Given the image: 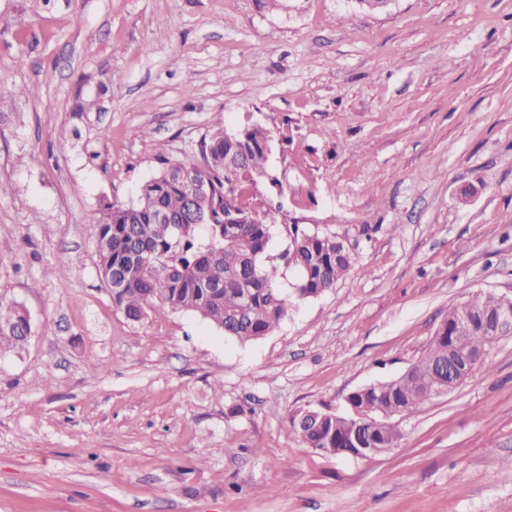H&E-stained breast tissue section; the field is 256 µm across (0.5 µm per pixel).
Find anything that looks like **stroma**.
Returning <instances> with one entry per match:
<instances>
[{"label": "stroma", "instance_id": "1", "mask_svg": "<svg viewBox=\"0 0 512 512\" xmlns=\"http://www.w3.org/2000/svg\"><path fill=\"white\" fill-rule=\"evenodd\" d=\"M252 123L279 181L252 204L349 273L254 342L127 321L91 215ZM480 293H512V0H0V303L32 324L0 351V512H512V336L388 453L291 427Z\"/></svg>", "mask_w": 512, "mask_h": 512}]
</instances>
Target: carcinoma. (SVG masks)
Instances as JSON below:
<instances>
[{"mask_svg": "<svg viewBox=\"0 0 512 512\" xmlns=\"http://www.w3.org/2000/svg\"><path fill=\"white\" fill-rule=\"evenodd\" d=\"M268 130L248 127L233 140L217 130L202 141L198 154L163 159L164 167L140 188L136 202L104 204L91 216L97 225V255L101 279L112 288V301L134 323L159 303L173 311L201 316L225 336L252 341L270 334L288 317L292 297L315 298L336 287L350 271L351 253L337 238L297 223L282 225L287 241L278 255L269 253L271 224L233 220L247 218L245 194L256 178L266 175ZM195 196V212L185 214L187 198ZM184 215L183 223L168 224L162 215ZM295 274L293 291L278 284L280 267ZM497 297L478 295L448 309L424 357L448 359L451 337L464 336L476 349L488 346L480 327H463L459 317L490 312ZM25 310L0 304V342L11 347L23 341ZM438 370L419 368L395 383L382 382L375 393L354 396L355 406L382 403L402 407L408 414L436 398ZM298 438L308 447L349 448V437L361 429L349 414L323 421L291 419ZM373 440L394 448L400 435L394 426L379 430Z\"/></svg>", "mask_w": 512, "mask_h": 512, "instance_id": "carcinoma-1", "label": "carcinoma"}]
</instances>
